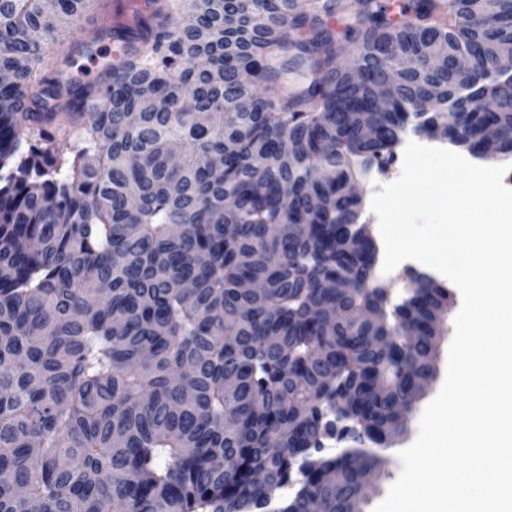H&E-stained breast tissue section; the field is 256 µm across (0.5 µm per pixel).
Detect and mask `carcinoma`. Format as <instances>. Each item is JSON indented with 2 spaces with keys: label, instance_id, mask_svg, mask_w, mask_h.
I'll list each match as a JSON object with an SVG mask.
<instances>
[{
  "label": "carcinoma",
  "instance_id": "obj_1",
  "mask_svg": "<svg viewBox=\"0 0 512 512\" xmlns=\"http://www.w3.org/2000/svg\"><path fill=\"white\" fill-rule=\"evenodd\" d=\"M88 5L0 0V512H362L448 288L389 299L353 189L512 159V0H152L82 84ZM80 34H76L69 41H65L60 46V52L62 54L70 55L69 73L80 72L81 82H95L102 72V68L99 65L92 63L87 53H82L81 48H77L80 41ZM64 49V51H62ZM402 146L403 144L396 148V158L387 171L383 173L374 172L370 178L359 183L360 193L362 194L365 200L364 218L369 222V224H372L373 229L374 225L377 224V216L371 212L368 203L371 201V198L375 192L382 191V187L379 185L387 184L388 178L390 179L391 177V181H394L400 175L403 157ZM359 189H357L356 191L358 192Z\"/></svg>",
  "mask_w": 512,
  "mask_h": 512
}]
</instances>
